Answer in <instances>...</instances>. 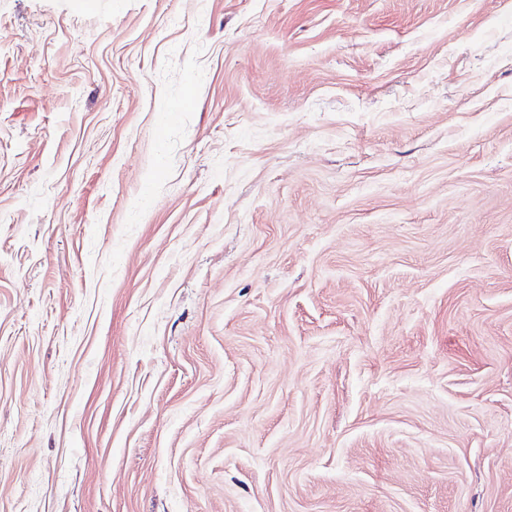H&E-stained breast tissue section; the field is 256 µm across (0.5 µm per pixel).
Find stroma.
I'll return each instance as SVG.
<instances>
[{"label": "stroma", "instance_id": "1", "mask_svg": "<svg viewBox=\"0 0 512 512\" xmlns=\"http://www.w3.org/2000/svg\"><path fill=\"white\" fill-rule=\"evenodd\" d=\"M0 512H512V0H0Z\"/></svg>", "mask_w": 512, "mask_h": 512}]
</instances>
